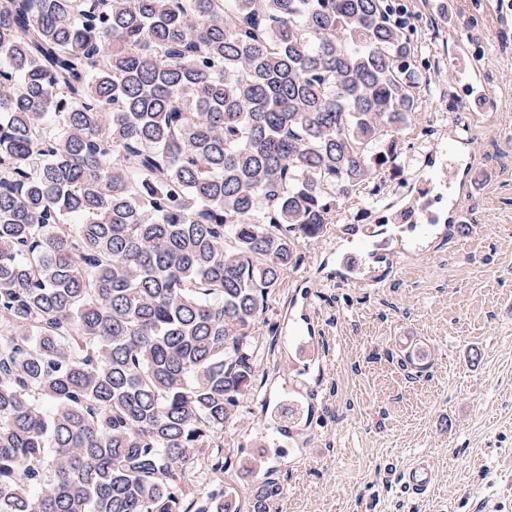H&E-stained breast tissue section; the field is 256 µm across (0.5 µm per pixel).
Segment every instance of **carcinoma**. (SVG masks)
Wrapping results in <instances>:
<instances>
[{
    "label": "carcinoma",
    "instance_id": "cac0c4a2",
    "mask_svg": "<svg viewBox=\"0 0 512 512\" xmlns=\"http://www.w3.org/2000/svg\"><path fill=\"white\" fill-rule=\"evenodd\" d=\"M408 0H0V512H238L189 468L268 296L396 165Z\"/></svg>",
    "mask_w": 512,
    "mask_h": 512
}]
</instances>
